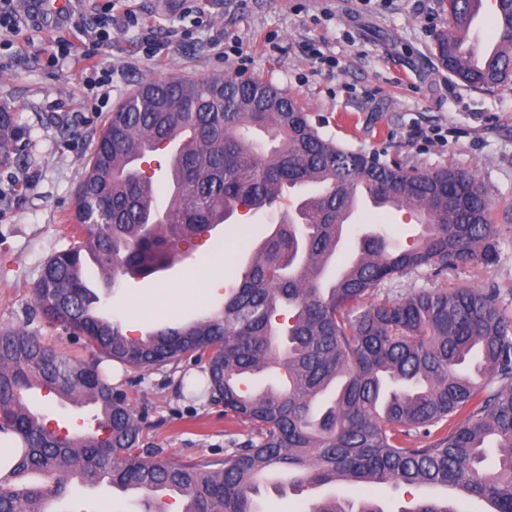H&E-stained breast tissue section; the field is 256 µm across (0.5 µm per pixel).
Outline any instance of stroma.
Returning <instances> with one entry per match:
<instances>
[{"mask_svg": "<svg viewBox=\"0 0 512 512\" xmlns=\"http://www.w3.org/2000/svg\"><path fill=\"white\" fill-rule=\"evenodd\" d=\"M106 0H79L73 12L47 24L25 23L12 45H0V105L14 110L25 135L24 164L0 170V329L25 328L71 361L97 360L83 337L31 317L33 291L47 260L68 249L82 162L112 110L143 80L200 79L213 74L261 78L287 92L311 123L346 149L397 160L410 168L454 166L475 173L496 205L499 230L495 265H472L400 277L385 287L399 299L419 289L496 288L499 307L512 318V82L473 90L441 67L432 54L436 34L448 26L441 0H203L204 24L191 28L186 0H132L138 17L154 24L163 47L147 55L140 30L112 33L98 55L112 78L109 99L95 108L82 56L84 31ZM241 42L247 67L225 59L217 34ZM71 47L64 64L48 55L56 40ZM235 235L226 225L201 232L168 270L116 291L100 290L108 315H122L131 296L151 295L160 285H179L188 271L209 265L216 247L244 263L240 240L269 228L264 213H237ZM379 224L395 241L408 242L417 224L407 211H367L348 228L356 237ZM203 362L182 361L145 371L123 369L114 386L140 417L139 445L159 449L167 461L220 457L253 433L250 423L223 407L188 399L185 376H200ZM330 493L351 501L375 498L384 512H403L423 490L336 485L298 493L289 486L263 489L261 512H310Z\"/></svg>", "mask_w": 512, "mask_h": 512, "instance_id": "obj_1", "label": "stroma"}]
</instances>
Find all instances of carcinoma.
<instances>
[{
	"label": "carcinoma",
	"mask_w": 512,
	"mask_h": 512,
	"mask_svg": "<svg viewBox=\"0 0 512 512\" xmlns=\"http://www.w3.org/2000/svg\"><path fill=\"white\" fill-rule=\"evenodd\" d=\"M450 26L433 51L448 76L488 89L512 81V0H496L501 48L484 66L466 64L458 40L469 0H442ZM23 131L0 107V168L21 167ZM170 155L171 194L159 210L149 152ZM74 221L83 234L51 256L34 289L36 307L82 336L103 357L133 370L194 356L207 365L205 393L255 436L222 459L148 460L141 421L94 363L66 361L40 337L0 330V429L24 449L0 476V512H42L45 497L89 484L168 488L183 512H257L249 493L281 467L289 484L332 482L443 487L489 512H512V320L498 294L480 288L422 289L402 300L380 288L419 268L489 266L497 258L495 206L479 179L448 167L409 169L324 138L292 96L260 78H154L115 109L82 164ZM429 220L406 244L381 228L360 235L346 275L323 285L359 185ZM319 185L252 250L248 271L200 320L130 338L122 321L88 312L99 297L88 263L112 289L174 265L180 245L247 207L274 211L285 189ZM284 370L288 387L254 393L244 378ZM33 388L93 402L104 436L68 438L23 404ZM497 456L491 457L488 442ZM312 512H384L326 496ZM402 512H459L448 497L421 498Z\"/></svg>",
	"instance_id": "carcinoma-1"
}]
</instances>
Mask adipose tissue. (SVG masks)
I'll list each match as a JSON object with an SVG mask.
<instances>
[{"mask_svg":"<svg viewBox=\"0 0 512 512\" xmlns=\"http://www.w3.org/2000/svg\"><path fill=\"white\" fill-rule=\"evenodd\" d=\"M224 270L223 256H216L213 267L207 272H188L181 287L162 288L156 293L153 301L133 300L129 313L130 318L141 319L161 315L175 316L183 307L201 305L205 299V288L214 284L220 272Z\"/></svg>","mask_w":512,"mask_h":512,"instance_id":"ef3b65f1","label":"adipose tissue"}]
</instances>
